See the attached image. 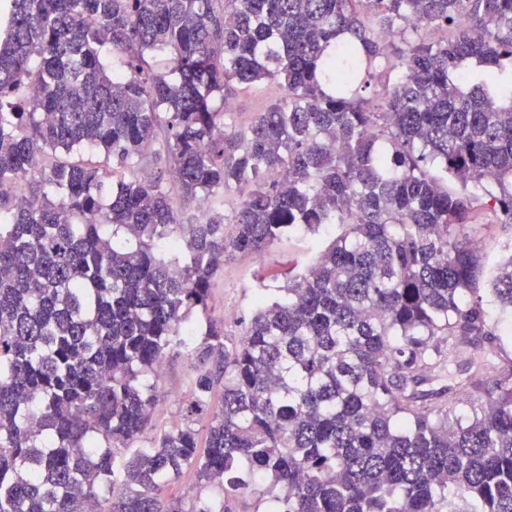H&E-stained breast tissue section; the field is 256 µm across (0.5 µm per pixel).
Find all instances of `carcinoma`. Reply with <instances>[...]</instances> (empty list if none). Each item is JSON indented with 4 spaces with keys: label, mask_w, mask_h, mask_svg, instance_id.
I'll list each match as a JSON object with an SVG mask.
<instances>
[{
    "label": "carcinoma",
    "mask_w": 512,
    "mask_h": 512,
    "mask_svg": "<svg viewBox=\"0 0 512 512\" xmlns=\"http://www.w3.org/2000/svg\"><path fill=\"white\" fill-rule=\"evenodd\" d=\"M476 68L512 72V0H0V512H512V242L472 245L512 227V92ZM169 182L239 198L186 221ZM321 230L239 335L207 316L226 259ZM174 349L180 422L135 448ZM281 90L274 83L255 84L251 88H242L237 84L231 87V94L226 97L233 117L239 123H248L256 112H263L278 97ZM479 235L482 239L484 252L491 260L502 254L501 246L507 238L512 236L510 228L507 229L502 226H496L490 231L482 230ZM215 490L203 486L196 478L193 471H185L179 480L170 487L169 493L182 500L183 505L188 508L198 496H208Z\"/></svg>",
    "instance_id": "obj_1"
}]
</instances>
